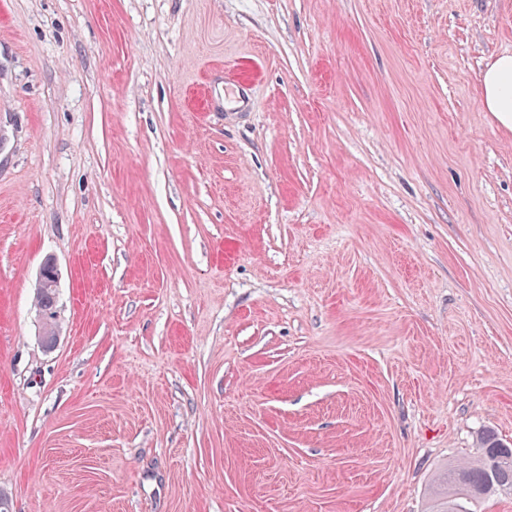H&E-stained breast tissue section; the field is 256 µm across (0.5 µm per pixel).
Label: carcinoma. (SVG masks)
Returning a JSON list of instances; mask_svg holds the SVG:
<instances>
[{
  "label": "carcinoma",
  "instance_id": "cac0c4a2",
  "mask_svg": "<svg viewBox=\"0 0 512 512\" xmlns=\"http://www.w3.org/2000/svg\"><path fill=\"white\" fill-rule=\"evenodd\" d=\"M57 288L37 289V306L55 315ZM479 456L472 462L448 467L438 479L434 512H471L474 502L496 493H512V447L502 443L490 430L478 440Z\"/></svg>",
  "mask_w": 512,
  "mask_h": 512
}]
</instances>
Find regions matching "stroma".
Segmentation results:
<instances>
[{"instance_id": "stroma-1", "label": "stroma", "mask_w": 512, "mask_h": 512, "mask_svg": "<svg viewBox=\"0 0 512 512\" xmlns=\"http://www.w3.org/2000/svg\"><path fill=\"white\" fill-rule=\"evenodd\" d=\"M506 52L512 0H0L11 512H431L512 443ZM480 95L485 110L501 127L512 130V54L503 53L485 66ZM47 271H50L55 280V285L58 283V273L54 261L51 258H47L42 265L40 270V277L38 281L37 289V306L38 309L44 314H50L52 317L55 316V309L57 303V286L54 288H43L44 276Z\"/></svg>"}]
</instances>
